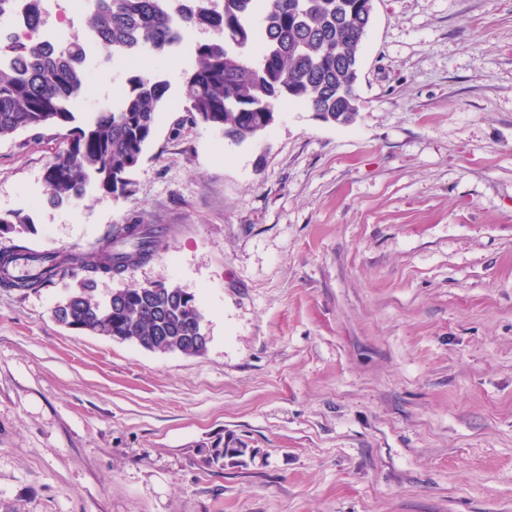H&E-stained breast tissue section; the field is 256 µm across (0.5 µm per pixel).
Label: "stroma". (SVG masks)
Instances as JSON below:
<instances>
[{"label":"stroma","mask_w":512,"mask_h":512,"mask_svg":"<svg viewBox=\"0 0 512 512\" xmlns=\"http://www.w3.org/2000/svg\"><path fill=\"white\" fill-rule=\"evenodd\" d=\"M94 58L79 118L170 84L134 192L46 205L61 138L0 140V215L35 224L0 253L161 227L95 295L178 286L210 341L68 329L70 277L0 288V512H512V0H374L356 121L283 102L256 144L183 123L182 66Z\"/></svg>","instance_id":"35a3bbf8"}]
</instances>
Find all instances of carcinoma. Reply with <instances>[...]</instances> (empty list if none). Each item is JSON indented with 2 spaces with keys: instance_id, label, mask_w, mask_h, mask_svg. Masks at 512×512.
Instances as JSON below:
<instances>
[{
  "instance_id": "1",
  "label": "carcinoma",
  "mask_w": 512,
  "mask_h": 512,
  "mask_svg": "<svg viewBox=\"0 0 512 512\" xmlns=\"http://www.w3.org/2000/svg\"><path fill=\"white\" fill-rule=\"evenodd\" d=\"M31 31L45 22L43 0H25ZM370 0H95L83 26L112 56H175L186 33L197 35L183 70V122L204 125L234 144L259 142L278 118L283 99L295 101L325 123L350 125L359 112L358 72L368 33ZM78 36L56 45L35 39L0 42V140L21 131L52 130L65 142L46 167L47 202L71 205L95 185L112 199L133 193L131 173L157 130L169 83L152 70L128 78L122 98L87 123L76 124L74 101L90 91L79 60ZM122 234L114 224L91 263L78 254L34 253L43 272L9 275L13 253H0V288L35 291L58 277L83 273L79 288L54 310L77 330L121 336L143 349L199 355L202 314L195 298L163 282L134 286L105 301L93 295L101 277H122L149 261L156 231L136 220ZM35 231L28 215H0V229ZM244 448H216L208 464L224 469Z\"/></svg>"
}]
</instances>
